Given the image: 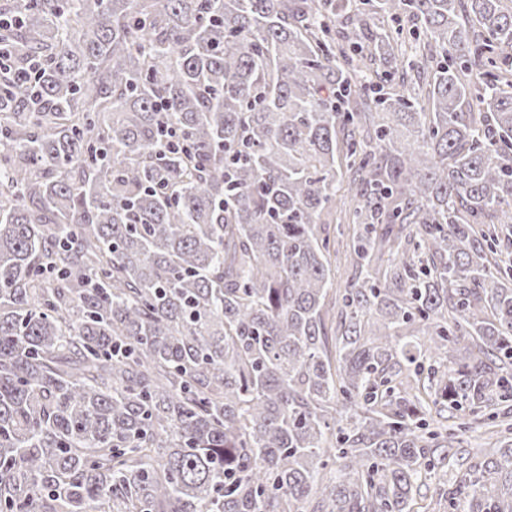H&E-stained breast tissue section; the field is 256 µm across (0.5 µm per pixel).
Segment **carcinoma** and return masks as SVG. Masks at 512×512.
Listing matches in <instances>:
<instances>
[{
  "label": "carcinoma",
  "mask_w": 512,
  "mask_h": 512,
  "mask_svg": "<svg viewBox=\"0 0 512 512\" xmlns=\"http://www.w3.org/2000/svg\"><path fill=\"white\" fill-rule=\"evenodd\" d=\"M0 17V512H512V8ZM457 472L455 465H448V467L437 469L436 473L431 475V479L426 481L428 483L427 486H422L421 492H427L430 495L435 490L440 493L448 491L455 484Z\"/></svg>",
  "instance_id": "1"
}]
</instances>
